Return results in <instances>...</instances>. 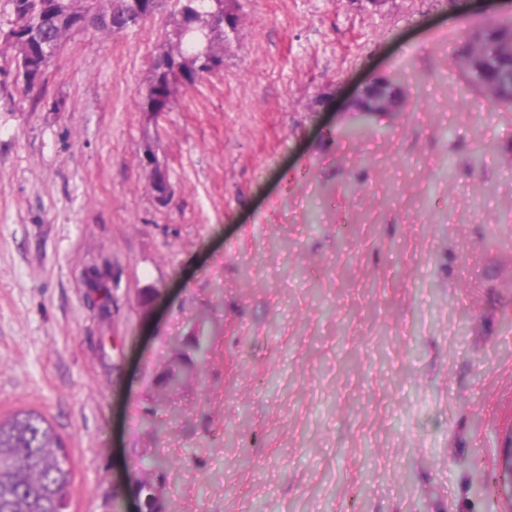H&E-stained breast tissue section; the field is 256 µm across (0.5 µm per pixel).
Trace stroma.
Listing matches in <instances>:
<instances>
[{
    "label": "stroma",
    "mask_w": 512,
    "mask_h": 512,
    "mask_svg": "<svg viewBox=\"0 0 512 512\" xmlns=\"http://www.w3.org/2000/svg\"><path fill=\"white\" fill-rule=\"evenodd\" d=\"M237 2L158 116L171 0L71 36L41 103L0 58V415L63 436L69 512H128L154 459L165 512H500L512 109H458L448 63L512 0ZM380 77L398 108L358 117ZM218 34L223 36L222 29L217 24H212L201 31L199 47L200 52L204 53L203 61L211 60L213 58V53L217 56H219L218 54H222L224 56V39L220 40V42L213 48L215 42L219 40ZM219 46H221V48H219Z\"/></svg>",
    "instance_id": "35a3bbf8"
}]
</instances>
